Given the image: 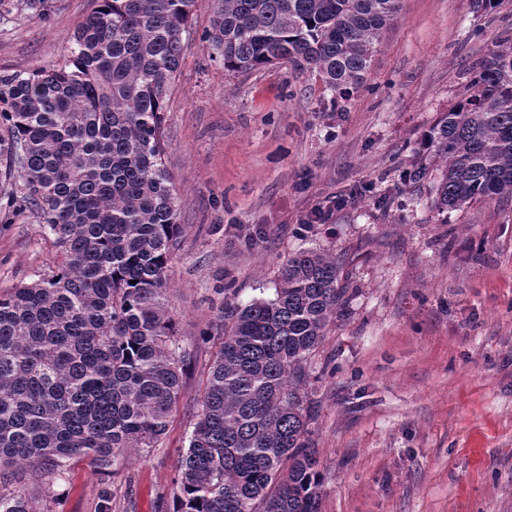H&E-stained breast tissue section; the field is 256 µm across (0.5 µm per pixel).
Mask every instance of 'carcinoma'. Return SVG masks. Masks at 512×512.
<instances>
[{"label":"carcinoma","instance_id":"carcinoma-1","mask_svg":"<svg viewBox=\"0 0 512 512\" xmlns=\"http://www.w3.org/2000/svg\"><path fill=\"white\" fill-rule=\"evenodd\" d=\"M224 70L287 63L331 93L364 82L398 0H96L67 63L0 77V193L37 214L56 268L0 292V477L53 478L89 457L106 467L165 434L190 352L166 298L181 230L164 162L165 105L199 8ZM435 208L512 198V38L472 71L468 96L426 139ZM335 255L303 250L271 298L224 308L177 467L173 512H320L308 363L347 289ZM0 512H36L23 493Z\"/></svg>","mask_w":512,"mask_h":512}]
</instances>
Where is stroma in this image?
<instances>
[{"instance_id":"35a3bbf8","label":"stroma","mask_w":512,"mask_h":512,"mask_svg":"<svg viewBox=\"0 0 512 512\" xmlns=\"http://www.w3.org/2000/svg\"><path fill=\"white\" fill-rule=\"evenodd\" d=\"M92 7L0 0V75L60 67ZM209 24L200 9L164 121L183 227L167 298L197 345L167 431L106 469L71 460L60 481L20 469L0 494L38 512H172L218 288L271 296L279 266L310 249L339 257L348 290L310 361L321 512H512V200L441 214L412 180L438 114L512 30V0H401L363 85L337 99L287 65L226 72ZM56 255L33 212L0 224V289Z\"/></svg>"}]
</instances>
